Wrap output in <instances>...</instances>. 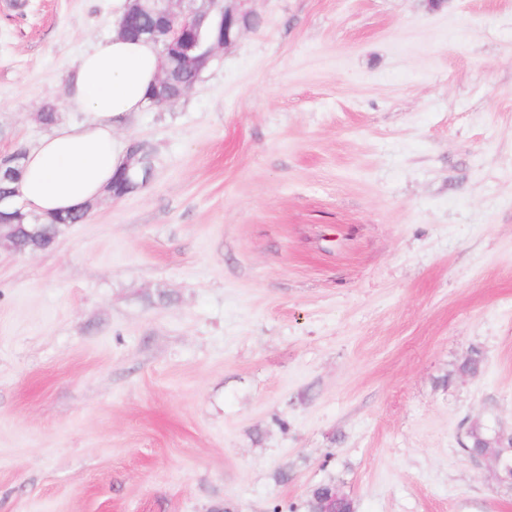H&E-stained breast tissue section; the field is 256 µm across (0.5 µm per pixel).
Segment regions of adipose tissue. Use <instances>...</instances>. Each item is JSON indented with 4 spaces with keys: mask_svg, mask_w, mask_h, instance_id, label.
Instances as JSON below:
<instances>
[{
    "mask_svg": "<svg viewBox=\"0 0 512 512\" xmlns=\"http://www.w3.org/2000/svg\"><path fill=\"white\" fill-rule=\"evenodd\" d=\"M159 74V50L142 40L115 35L84 51L64 89L82 119L56 126L27 152L15 183L19 200L48 217L83 210L102 196L125 161L113 133L146 108Z\"/></svg>",
    "mask_w": 512,
    "mask_h": 512,
    "instance_id": "ef3b65f1",
    "label": "adipose tissue"
}]
</instances>
